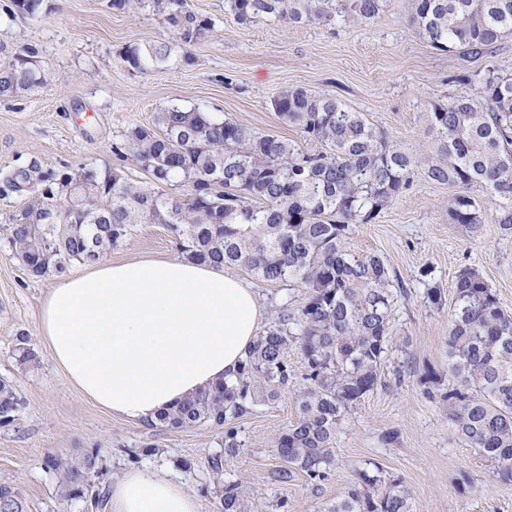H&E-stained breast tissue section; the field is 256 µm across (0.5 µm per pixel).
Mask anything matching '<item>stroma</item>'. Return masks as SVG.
<instances>
[{"mask_svg":"<svg viewBox=\"0 0 512 512\" xmlns=\"http://www.w3.org/2000/svg\"><path fill=\"white\" fill-rule=\"evenodd\" d=\"M187 5L210 24L188 47L191 63L176 59L142 73L125 63L126 52L176 34L150 7L118 11L109 0H42L39 16L27 17L12 15V0H0V42L16 54L36 51L46 73L34 92L0 99V378L20 398L13 422L0 426V486L15 491L23 512H109L107 500L72 496L54 465L93 453V484L100 490L128 466L164 467L197 497L199 512H218L229 482L241 484L250 512H322L362 473L378 470L401 481L411 512H512V482H503L490 462L450 431L445 398L454 384L447 338L456 276L466 266L478 269L512 316V233L490 221L472 232L453 223L448 187L419 172L376 220L351 227L349 248L380 256L402 287L378 383L347 415L336 463L320 486L300 473L282 484L272 479L280 465L274 440L295 421L297 395L307 384L297 348L288 353L290 386L237 420L244 446L234 457L224 453L223 428L128 423L70 386L52 361L38 334V312L59 277H33L13 259L12 217L33 195L7 187V179L108 164L131 181H145L146 173L118 161L112 146L128 127L149 124L154 112L171 106L296 141L298 129L271 107L282 90L293 88L338 98L428 158L435 150L428 125L433 104L474 94V77L486 66L512 75V34L488 56L437 51L409 26L410 0H389L375 20L350 24L260 20L243 26L224 0ZM178 251L166 226L140 224L106 257L160 258ZM239 276L255 289L265 325L274 323L281 305L296 308L305 301L302 288L252 279L244 270ZM429 283L441 292L439 304L425 296ZM22 332L35 362L20 363L13 352ZM216 457L223 464L218 472L211 467Z\"/></svg>","mask_w":512,"mask_h":512,"instance_id":"1","label":"stroma"}]
</instances>
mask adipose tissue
I'll return each instance as SVG.
<instances>
[{
	"mask_svg": "<svg viewBox=\"0 0 512 512\" xmlns=\"http://www.w3.org/2000/svg\"><path fill=\"white\" fill-rule=\"evenodd\" d=\"M264 311L247 283L175 255L105 261L59 280L38 332L71 386L130 423L233 378ZM109 512H198L168 475L138 468L113 481Z\"/></svg>",
	"mask_w": 512,
	"mask_h": 512,
	"instance_id": "obj_1",
	"label": "adipose tissue"
}]
</instances>
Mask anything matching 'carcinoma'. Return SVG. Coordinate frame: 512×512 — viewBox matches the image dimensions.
Instances as JSON below:
<instances>
[{
    "mask_svg": "<svg viewBox=\"0 0 512 512\" xmlns=\"http://www.w3.org/2000/svg\"><path fill=\"white\" fill-rule=\"evenodd\" d=\"M389 0H226L241 25L257 19L294 23L370 21ZM178 27L173 40L132 49L126 62L147 72L170 60L191 61L186 46L202 37L208 23L186 0H145ZM409 25L435 50L483 56L512 33V0H413ZM46 82L34 55H12L0 66V98L21 97ZM479 98L460 97L431 106L437 158L425 178L455 190L449 205L454 223H484L482 206L467 189L482 184L494 206V223L512 232V77L490 67L479 79ZM283 122L303 141L282 140L198 108L168 107L151 124L136 125L115 146L150 184L131 181L119 169H81L41 177L43 188L12 224V256L32 276L61 274L69 262L91 263L120 245L138 224H164L181 253L200 263L250 272L267 283L293 282L307 290L295 312L258 336L235 379L200 393L158 425L180 430L224 427L225 453L243 441L232 422L289 385L290 340L307 367L308 385L299 392L296 420L274 442L283 466L274 474L286 483L295 472L314 484L325 480L335 461L345 414L378 380L390 333V312L399 282L374 254L346 248L350 226L367 224L409 187L418 166L415 154L373 127L364 115L329 95L297 88L271 102ZM192 185L183 197L170 188ZM85 202L71 214L69 197ZM58 213L63 227L30 224L36 211ZM448 391L451 428L470 448L512 480V316L474 268L459 270L456 304L448 327ZM479 396L469 395L470 389ZM19 397L0 379V425L14 420ZM97 469V456L64 466L70 494L81 495ZM365 474L362 483L326 512H410L401 482ZM220 512H246L243 490L224 486ZM0 512H22L9 487H0Z\"/></svg>",
    "mask_w": 512,
    "mask_h": 512,
    "instance_id": "carcinoma-1",
    "label": "carcinoma"
}]
</instances>
